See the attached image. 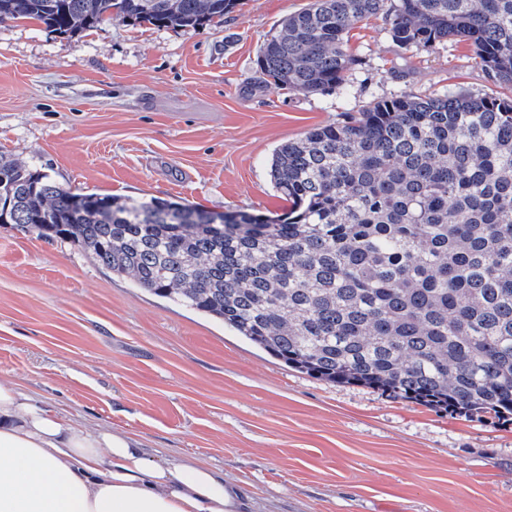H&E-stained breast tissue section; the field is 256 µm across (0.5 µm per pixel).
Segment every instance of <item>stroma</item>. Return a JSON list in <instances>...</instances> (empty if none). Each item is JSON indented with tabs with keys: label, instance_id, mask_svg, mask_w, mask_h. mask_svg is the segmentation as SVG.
<instances>
[{
	"label": "stroma",
	"instance_id": "35a3bbf8",
	"mask_svg": "<svg viewBox=\"0 0 512 512\" xmlns=\"http://www.w3.org/2000/svg\"><path fill=\"white\" fill-rule=\"evenodd\" d=\"M308 0H239L221 25L0 24V152L62 186L280 211L281 143L400 91H491L468 42L397 46L360 24L346 92L241 87ZM0 380L89 427L239 483L255 512H512V422L301 373L222 322L0 224Z\"/></svg>",
	"mask_w": 512,
	"mask_h": 512
}]
</instances>
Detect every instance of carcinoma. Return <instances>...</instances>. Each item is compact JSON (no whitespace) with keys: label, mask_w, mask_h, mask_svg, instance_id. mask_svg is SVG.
<instances>
[{"label":"carcinoma","mask_w":512,"mask_h":512,"mask_svg":"<svg viewBox=\"0 0 512 512\" xmlns=\"http://www.w3.org/2000/svg\"><path fill=\"white\" fill-rule=\"evenodd\" d=\"M236 0H0V23L69 35L114 17L222 23ZM470 42L502 93L413 91L282 143L285 212L76 192L0 153V218L79 246L285 364L448 410L512 417V0H310L260 46L250 93L346 90L355 25Z\"/></svg>","instance_id":"carcinoma-1"}]
</instances>
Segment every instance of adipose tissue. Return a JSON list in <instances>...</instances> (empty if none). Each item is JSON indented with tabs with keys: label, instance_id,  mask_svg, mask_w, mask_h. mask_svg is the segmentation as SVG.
I'll use <instances>...</instances> for the list:
<instances>
[{
	"label": "adipose tissue",
	"instance_id": "adipose-tissue-1",
	"mask_svg": "<svg viewBox=\"0 0 512 512\" xmlns=\"http://www.w3.org/2000/svg\"><path fill=\"white\" fill-rule=\"evenodd\" d=\"M211 468L152 459L140 441L72 423L0 383V512H247Z\"/></svg>",
	"mask_w": 512,
	"mask_h": 512
}]
</instances>
